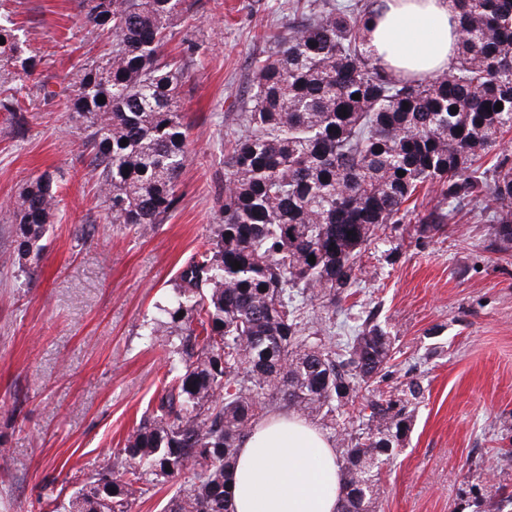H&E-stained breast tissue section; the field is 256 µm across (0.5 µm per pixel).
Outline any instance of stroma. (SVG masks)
Returning a JSON list of instances; mask_svg holds the SVG:
<instances>
[{
    "label": "stroma",
    "mask_w": 512,
    "mask_h": 512,
    "mask_svg": "<svg viewBox=\"0 0 512 512\" xmlns=\"http://www.w3.org/2000/svg\"><path fill=\"white\" fill-rule=\"evenodd\" d=\"M288 0H212L186 29L200 49L180 110L190 160L179 204L149 231L108 223L84 146V123L59 78L109 47L77 0H0L39 64L0 83L27 110L0 112V204L50 173L60 205L26 271L0 264V512H46L47 486L103 466L161 395L177 354L145 331L181 267L221 220L224 154L238 132L252 63L288 25ZM490 223L393 232L368 245L356 293L337 307V338L379 312L396 336L387 392L418 381L410 429L381 475L376 512H486L512 490V252L486 248Z\"/></svg>",
    "instance_id": "obj_1"
}]
</instances>
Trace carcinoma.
<instances>
[{
	"mask_svg": "<svg viewBox=\"0 0 512 512\" xmlns=\"http://www.w3.org/2000/svg\"><path fill=\"white\" fill-rule=\"evenodd\" d=\"M382 2L288 0V32L253 61L244 133L224 154L222 224L157 305L150 335L176 346L182 364L164 374L158 406L113 460L68 498H49V512H130L174 484L161 512H230L240 444L280 408L333 430L342 476L336 512H374L381 470L422 388L412 381L372 396L350 426L344 407L389 376L395 337L368 315L338 347L333 326L307 305L346 299L363 271L362 250L410 212V231L429 238L448 232L459 212L487 209L489 247L512 248V155L502 149L512 132V0H453L456 60L422 79L398 76L367 50ZM78 8L111 37L105 57L65 78L106 219L161 224L177 208L189 159L177 108L199 45L181 28L206 3L78 0ZM0 36V78L31 75L36 56L11 18H0ZM175 40L182 49L172 56ZM0 112L27 123L15 98L0 99ZM422 189L436 203L409 210ZM58 204L50 175L26 186L10 207L14 246L5 261L23 268L39 254ZM185 474L190 480L178 484Z\"/></svg>",
	"mask_w": 512,
	"mask_h": 512,
	"instance_id": "cac0c4a2",
	"label": "carcinoma"
}]
</instances>
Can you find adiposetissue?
Masks as SVG:
<instances>
[{
    "instance_id": "1",
    "label": "adipose tissue",
    "mask_w": 512,
    "mask_h": 512,
    "mask_svg": "<svg viewBox=\"0 0 512 512\" xmlns=\"http://www.w3.org/2000/svg\"><path fill=\"white\" fill-rule=\"evenodd\" d=\"M377 60L415 77L454 62L460 37L450 0H388L369 24ZM333 443L306 420L278 413L244 438L231 479L233 512H336Z\"/></svg>"
}]
</instances>
